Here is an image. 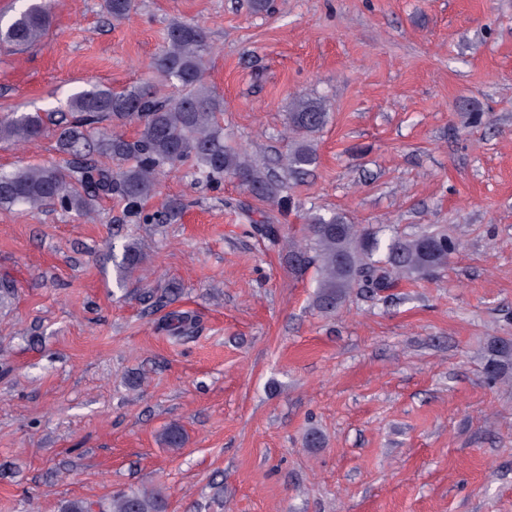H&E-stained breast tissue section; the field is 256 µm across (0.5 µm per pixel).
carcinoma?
I'll return each mask as SVG.
<instances>
[{"label": "carcinoma", "instance_id": "obj_1", "mask_svg": "<svg viewBox=\"0 0 512 512\" xmlns=\"http://www.w3.org/2000/svg\"><path fill=\"white\" fill-rule=\"evenodd\" d=\"M104 5L115 20L126 18L133 7L132 0H104ZM52 19L49 0H31L8 25H0V45L37 44L47 34ZM210 49L202 27L173 21L150 68L176 85L177 94L161 97L149 87L117 92L91 84L69 97L65 112H21L0 119V142L29 144L52 125L59 150L71 157L66 171L44 165L0 171V208L53 204L66 213L88 217L101 196L115 195L128 211L137 213L154 192L160 175L177 172L186 164L191 177L219 184L225 176H232L256 199L291 207L286 178L305 175L316 164V152L307 135L326 122L324 103L313 98L293 103L288 113L289 126L296 135L293 146L280 160L281 172H263L248 155L224 145L220 122L223 101L203 82ZM104 117L119 126L136 125V139L130 141L117 130L89 139L87 127ZM92 152L133 163L114 171L93 164ZM182 209V203L171 200L162 210L145 215V221L170 223ZM253 227L272 246L283 243L275 217L268 215L253 222ZM457 249V242L439 230L412 236L387 235L382 228L353 224L339 213H311L305 218L301 241L291 242L288 258L297 266L311 260L316 263L314 305L323 313H332L352 288L374 292L388 287L393 275H430ZM144 259L138 242L129 241L116 263L119 279L132 273ZM190 325L191 319L181 315H172L164 323L166 330L177 336L187 333ZM484 360L491 382L512 380L511 339L489 341ZM61 512H168V502L159 490L131 487L96 504L69 502Z\"/></svg>", "mask_w": 512, "mask_h": 512}]
</instances>
